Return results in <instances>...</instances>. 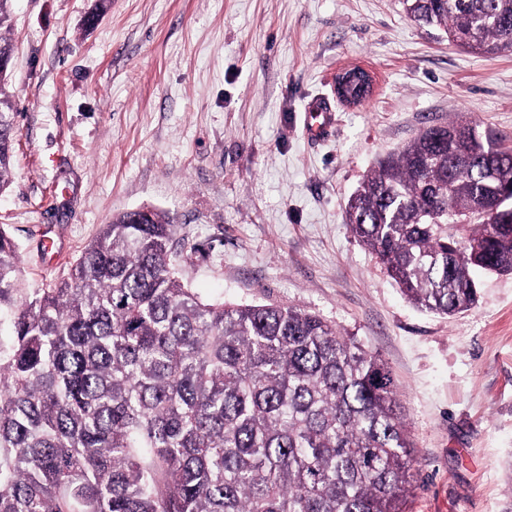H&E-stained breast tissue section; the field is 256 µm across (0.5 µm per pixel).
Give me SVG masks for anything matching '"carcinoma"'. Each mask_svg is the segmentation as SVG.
Instances as JSON below:
<instances>
[{
	"label": "carcinoma",
	"mask_w": 512,
	"mask_h": 512,
	"mask_svg": "<svg viewBox=\"0 0 512 512\" xmlns=\"http://www.w3.org/2000/svg\"><path fill=\"white\" fill-rule=\"evenodd\" d=\"M464 49H512V0H403ZM0 193L18 113L0 95ZM406 298L471 308L512 273V142L462 112L345 206ZM155 210L103 225L68 277L22 278L0 226V512H404L412 447L387 364L320 316L205 300Z\"/></svg>",
	"instance_id": "carcinoma-1"
}]
</instances>
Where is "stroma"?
I'll return each instance as SVG.
<instances>
[{
  "instance_id": "35a3bbf8",
  "label": "stroma",
  "mask_w": 512,
  "mask_h": 512,
  "mask_svg": "<svg viewBox=\"0 0 512 512\" xmlns=\"http://www.w3.org/2000/svg\"><path fill=\"white\" fill-rule=\"evenodd\" d=\"M94 4L13 0L0 225L24 279L60 280L118 213L156 208L202 296L296 306L386 362L413 443L407 512H512V274L433 314L344 222L380 159L457 112L512 138V51L455 47L401 0H112L89 29ZM356 65L376 87L346 106L334 81ZM318 99L335 125L315 141ZM9 78L3 79L2 110L0 112V194L9 186V173L12 165L13 144L17 133V112H10L11 104L6 94Z\"/></svg>"
}]
</instances>
